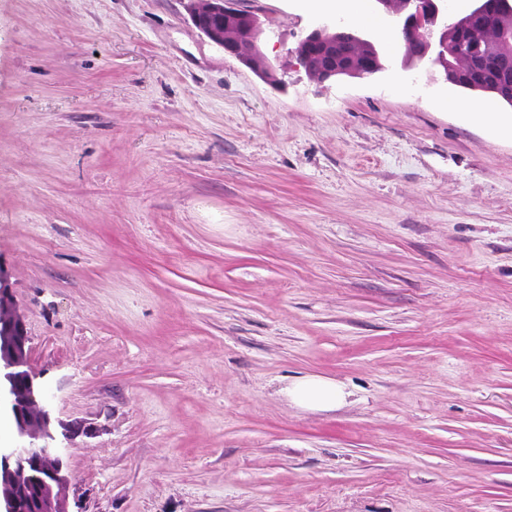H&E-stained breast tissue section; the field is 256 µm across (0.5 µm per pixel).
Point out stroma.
Instances as JSON below:
<instances>
[{
	"label": "stroma",
	"instance_id": "1",
	"mask_svg": "<svg viewBox=\"0 0 512 512\" xmlns=\"http://www.w3.org/2000/svg\"><path fill=\"white\" fill-rule=\"evenodd\" d=\"M243 3L279 84L183 0H0V268L70 512H512V139L382 35L311 80L328 11ZM346 24L347 23L342 19H335L333 23L318 22L312 25L300 34L293 48L287 49V58L291 57L301 65L299 54L303 42L308 45L324 46L328 43L329 38L336 33V30L344 27ZM302 52L309 58L307 67L313 77L327 59L336 64V69L332 61L326 64L318 80L322 84L343 77L373 76L385 68L375 42L353 26L336 34V41L328 44L323 51L317 46H305ZM288 400L309 411H334L347 402L350 393L331 377L309 374L298 377L283 389Z\"/></svg>",
	"mask_w": 512,
	"mask_h": 512
}]
</instances>
